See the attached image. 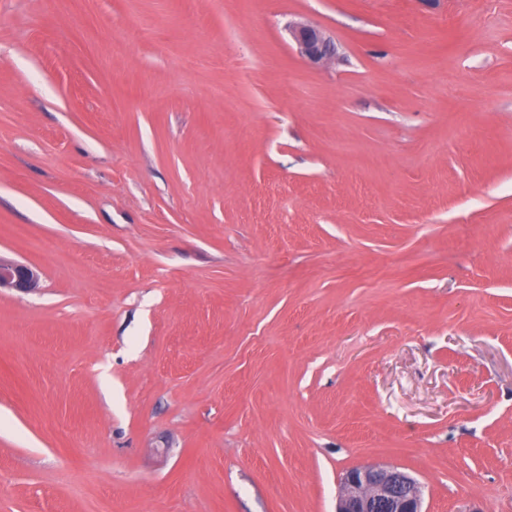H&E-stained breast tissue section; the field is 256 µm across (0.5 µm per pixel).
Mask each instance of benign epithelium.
<instances>
[{
	"instance_id": "7a95c632",
	"label": "benign epithelium",
	"mask_w": 512,
	"mask_h": 512,
	"mask_svg": "<svg viewBox=\"0 0 512 512\" xmlns=\"http://www.w3.org/2000/svg\"><path fill=\"white\" fill-rule=\"evenodd\" d=\"M299 54L313 64H324L336 54V46L319 28L306 23L288 27ZM38 284L32 266L0 259V288L21 291ZM336 512H423L417 480L397 468H354L345 473Z\"/></svg>"
}]
</instances>
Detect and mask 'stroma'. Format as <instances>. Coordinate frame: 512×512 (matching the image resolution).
<instances>
[{
  "mask_svg": "<svg viewBox=\"0 0 512 512\" xmlns=\"http://www.w3.org/2000/svg\"><path fill=\"white\" fill-rule=\"evenodd\" d=\"M0 258V512H512V0H0ZM288 33L295 41L299 54L313 64L327 63L336 54L332 40L315 26L296 23L288 27ZM38 279V270L35 267L19 262H7L0 258V288L27 291L36 288ZM336 512H424L417 480L397 468H354L345 473Z\"/></svg>",
  "mask_w": 512,
  "mask_h": 512,
  "instance_id": "1",
  "label": "stroma"
}]
</instances>
